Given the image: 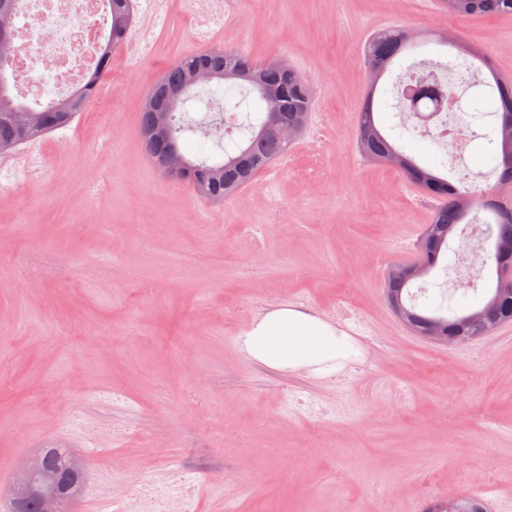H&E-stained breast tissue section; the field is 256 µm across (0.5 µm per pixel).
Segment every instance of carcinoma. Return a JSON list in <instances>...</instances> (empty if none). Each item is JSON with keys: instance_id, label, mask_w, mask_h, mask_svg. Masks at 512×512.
<instances>
[{"instance_id": "cac0c4a2", "label": "carcinoma", "mask_w": 512, "mask_h": 512, "mask_svg": "<svg viewBox=\"0 0 512 512\" xmlns=\"http://www.w3.org/2000/svg\"><path fill=\"white\" fill-rule=\"evenodd\" d=\"M445 13L456 19L471 17L512 15V0H441ZM110 14V34L103 47V59L109 58L111 48L126 39L132 26L131 0H107ZM416 45L407 30L385 27L372 33L364 45V60L371 79V91L358 113L355 145L363 158L384 162L390 155L398 157L396 168L423 192L439 201L429 223L422 232L418 262L435 268L439 258L449 257L448 241L458 235L465 240L471 230L478 231L482 241L492 239L495 243L512 241V200L502 199L499 190L512 188V84L496 81V89L484 91L471 99V108L480 115L497 120L493 125L489 142L495 149L486 158L484 175H498L494 185L479 190V200L466 215L456 206L457 198L464 194L458 186L448 182V177L433 168L418 164L395 144L404 135L419 136L422 140L436 144L427 129L418 123L400 118L396 125L398 134L380 128L375 117L374 94L381 77L397 58L415 49ZM204 68L215 74V81L224 83V128L213 127L212 122L191 124L178 113L180 105L191 97L192 88L185 85L187 75L194 68ZM450 65L438 59L415 61L396 76L398 112H411L413 106L402 96V86L420 75L428 76V84L436 99L442 103L460 98L459 85L445 83L439 75ZM294 66L282 58L256 62L234 49L209 50L183 55L174 60L148 92L152 104H143L140 130L145 134L155 125L157 107L166 104L168 94L180 91V96L169 108L170 138L150 135L144 138L145 150L156 168H161L169 145L179 146L185 132L200 135L199 156L188 160V167L181 179L192 184L196 197L212 202H222L245 188L253 178L288 154L293 144L280 137L278 129L267 128L269 112L267 95L279 94L283 100L280 126L293 124L298 112H311L310 86L297 82L292 77ZM8 67L0 63V144L14 143L18 146L35 142L48 133L70 123L84 108L93 93L92 84L99 80L95 75L90 85L75 89L65 98L50 102L42 110L47 129L42 133H31L24 127L21 114L28 106L17 101L11 94V79ZM224 140V162H212L204 155L207 141L213 137ZM410 281L398 283L386 278L385 293H393L400 299L404 309L401 321L409 325L416 335L426 330L428 321L438 319L446 327V335L461 342L472 336H490L501 323H512V262L496 264L495 279L489 281L484 293H479L478 278L467 284L440 289L437 294L424 293L420 306L405 302V292ZM496 305L493 315L474 320L467 316L483 311L489 302ZM70 452L66 448L42 450V469L54 474L68 466ZM10 512H40L35 494L23 500L13 497Z\"/></svg>"}]
</instances>
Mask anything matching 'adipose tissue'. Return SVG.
I'll return each mask as SVG.
<instances>
[{
    "instance_id": "ef3b65f1",
    "label": "adipose tissue",
    "mask_w": 512,
    "mask_h": 512,
    "mask_svg": "<svg viewBox=\"0 0 512 512\" xmlns=\"http://www.w3.org/2000/svg\"><path fill=\"white\" fill-rule=\"evenodd\" d=\"M249 358L282 374H335L359 356L354 340L321 317L284 304L266 311L241 341Z\"/></svg>"
}]
</instances>
